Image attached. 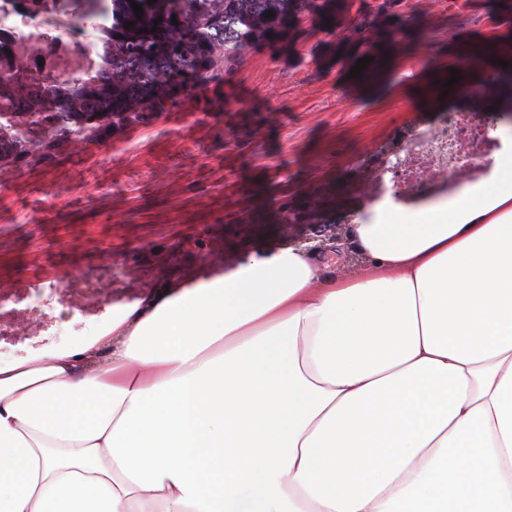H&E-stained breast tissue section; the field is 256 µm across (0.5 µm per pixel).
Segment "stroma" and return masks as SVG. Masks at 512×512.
<instances>
[{"mask_svg":"<svg viewBox=\"0 0 512 512\" xmlns=\"http://www.w3.org/2000/svg\"><path fill=\"white\" fill-rule=\"evenodd\" d=\"M368 14L386 44L356 79ZM336 20L328 31L303 17L164 112L0 167V283L80 284L110 268L113 297L134 299L223 273L245 248L284 243L289 205L335 187L406 124L471 112L466 92L485 71L499 72V106L512 108V65L498 64L512 50V8L501 0H355ZM90 306L81 293L56 305L67 346L100 326Z\"/></svg>","mask_w":512,"mask_h":512,"instance_id":"1","label":"stroma"}]
</instances>
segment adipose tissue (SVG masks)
Instances as JSON below:
<instances>
[{"label": "adipose tissue", "instance_id": "adipose-tissue-1", "mask_svg": "<svg viewBox=\"0 0 512 512\" xmlns=\"http://www.w3.org/2000/svg\"><path fill=\"white\" fill-rule=\"evenodd\" d=\"M0 361V512H512V153Z\"/></svg>", "mask_w": 512, "mask_h": 512}]
</instances>
